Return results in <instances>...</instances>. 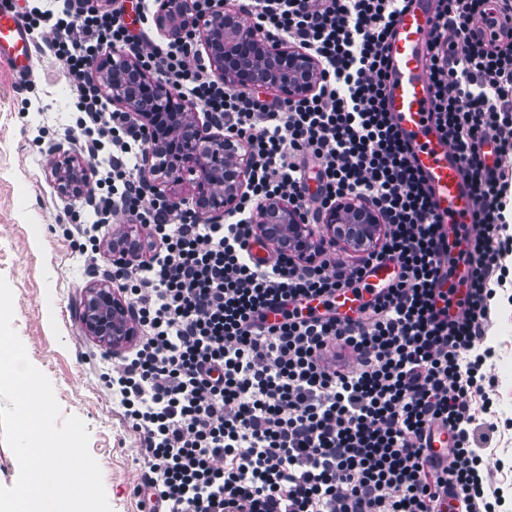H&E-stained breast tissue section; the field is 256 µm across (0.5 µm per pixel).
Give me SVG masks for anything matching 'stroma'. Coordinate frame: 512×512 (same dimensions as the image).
Listing matches in <instances>:
<instances>
[{
	"label": "stroma",
	"mask_w": 512,
	"mask_h": 512,
	"mask_svg": "<svg viewBox=\"0 0 512 512\" xmlns=\"http://www.w3.org/2000/svg\"><path fill=\"white\" fill-rule=\"evenodd\" d=\"M34 57L24 81L0 63V277L13 292V327L52 383L62 417H79L87 426L112 512H139L143 436L102 381L123 359L107 355L78 317L87 284L111 261L101 256L92 271L74 249L66 214L87 213L88 206L58 197L49 154L54 144L78 149L64 133L73 121L71 91L59 58L45 47ZM486 334L495 350L483 371L495 382L496 426L486 464L512 512V283L498 288Z\"/></svg>",
	"instance_id": "1"
}]
</instances>
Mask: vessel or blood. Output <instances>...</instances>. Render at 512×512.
I'll list each match as a JSON object with an SVG mask.
<instances>
[{
    "instance_id": "obj_1",
    "label": "vessel or blood",
    "mask_w": 512,
    "mask_h": 512,
    "mask_svg": "<svg viewBox=\"0 0 512 512\" xmlns=\"http://www.w3.org/2000/svg\"><path fill=\"white\" fill-rule=\"evenodd\" d=\"M434 11L430 0H410L400 15L390 46L386 102L409 145L415 163L432 191L434 213L446 229L438 245L441 260L460 256V240L473 232L469 184L455 150L435 125L430 112L429 60ZM34 37L16 5L0 8V62L18 76L33 67Z\"/></svg>"
}]
</instances>
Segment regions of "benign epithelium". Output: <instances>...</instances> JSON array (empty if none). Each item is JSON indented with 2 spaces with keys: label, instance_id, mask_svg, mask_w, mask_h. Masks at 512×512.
Segmentation results:
<instances>
[{
  "label": "benign epithelium",
  "instance_id": "7a95c632",
  "mask_svg": "<svg viewBox=\"0 0 512 512\" xmlns=\"http://www.w3.org/2000/svg\"><path fill=\"white\" fill-rule=\"evenodd\" d=\"M158 28L173 39L187 32L199 39L214 75L237 89L265 87L296 98L312 92L320 76V63L304 50L284 41L264 37L251 21L226 9L201 15L193 0H160ZM93 80L112 104L128 112L146 133L148 148L141 159L151 183L192 187L198 212L211 222L233 210L250 167L242 142L224 136V127L210 117L199 118L196 106L175 93L156 74L144 70L137 58L122 52L99 55L90 62ZM51 177L63 199L86 196L90 165L60 145ZM251 223L262 238L280 241L308 253L314 231L301 223L299 210L286 199L262 204ZM323 243L365 247L375 243L382 224L378 213L362 200L329 207L322 217ZM129 236L112 238V254L128 261L136 252L124 248ZM80 320L87 335L117 354L139 335L138 322L109 279L94 280L85 291Z\"/></svg>",
  "mask_w": 512,
  "mask_h": 512
}]
</instances>
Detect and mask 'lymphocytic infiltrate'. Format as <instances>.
I'll return each instance as SVG.
<instances>
[{
	"mask_svg": "<svg viewBox=\"0 0 512 512\" xmlns=\"http://www.w3.org/2000/svg\"><path fill=\"white\" fill-rule=\"evenodd\" d=\"M67 2L23 19L34 34L52 32L48 48L67 66L79 111L71 133L105 170L95 223L118 209L128 223L153 225L159 240L149 260L113 272L142 333L112 386L143 434L145 478L165 512H441L449 497L463 512H501L470 437L493 406L482 372L492 351L480 342L496 290L512 276V0H436L427 48L432 116L472 193L459 300L435 290L445 276L435 251L443 227L385 106L402 0H234L265 36L321 65L309 95L272 101L215 77L194 36L150 44L148 0L136 34L124 0ZM112 49L134 53L246 142L247 189L223 223L148 196L135 177L146 140L127 113L108 110L87 71ZM273 197L295 203L312 226L337 201L359 198L382 231L346 266L326 247L305 258L280 247L259 265L247 216ZM384 258L395 278L369 290L356 317L337 316V295ZM350 356L357 370L347 369ZM436 424L456 436L445 464L426 446Z\"/></svg>",
	"mask_w": 512,
	"mask_h": 512,
	"instance_id": "obj_1",
	"label": "lymphocytic infiltrate"
}]
</instances>
